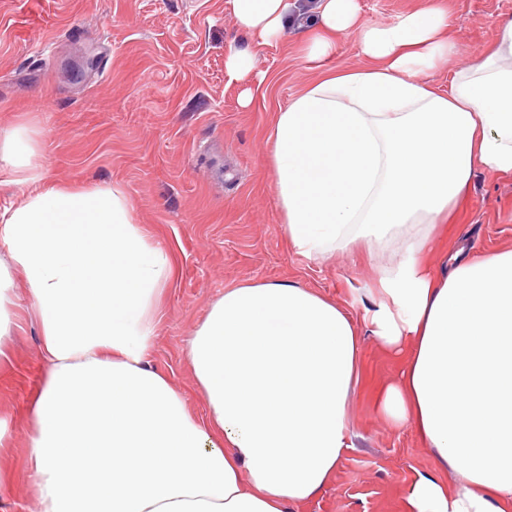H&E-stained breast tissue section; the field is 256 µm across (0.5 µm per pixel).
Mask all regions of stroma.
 <instances>
[{
	"mask_svg": "<svg viewBox=\"0 0 512 512\" xmlns=\"http://www.w3.org/2000/svg\"><path fill=\"white\" fill-rule=\"evenodd\" d=\"M460 46V64L494 39L512 0H441ZM48 27L28 19L27 0H0V127L19 120L40 130L47 178L55 184H122L135 220L176 255V282L160 318L152 365L167 374L189 411L204 410L185 338L225 288L246 281L299 282L344 306L361 307L354 283L370 281L401 248L393 239L373 259L338 251L312 263L280 230L276 187L263 134L277 107L309 77L293 44L257 48L236 29L224 0H47ZM252 50L266 97L238 103L241 84L224 70L228 47ZM435 261L512 248V174L479 171ZM0 368V414L12 417L0 466V512H38L25 479L24 425L47 364L28 318ZM364 381L351 400V448L331 483L296 512H403L414 472L431 469L429 449L374 407L376 390L401 365L371 337Z\"/></svg>",
	"mask_w": 512,
	"mask_h": 512,
	"instance_id": "obj_1",
	"label": "stroma"
}]
</instances>
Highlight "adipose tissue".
Listing matches in <instances>:
<instances>
[{"label": "adipose tissue", "mask_w": 512, "mask_h": 512, "mask_svg": "<svg viewBox=\"0 0 512 512\" xmlns=\"http://www.w3.org/2000/svg\"><path fill=\"white\" fill-rule=\"evenodd\" d=\"M227 3L256 45L288 40L295 0ZM317 11L301 43L311 77L263 138L282 233L312 262L405 245L361 284L359 312L296 282L225 289L186 340L202 416L151 364L172 247L136 223L123 186L48 184L37 132L0 128V187L24 197L0 208V365L20 278L48 366L25 425L40 512H292L351 446L366 333L402 361L376 410L434 458L405 512H512V249L444 271L427 250L475 172L512 173V18L462 66L432 0L386 24L358 0ZM348 36L354 66L336 61ZM224 67L250 108L255 53L228 48Z\"/></svg>", "instance_id": "adipose-tissue-1"}]
</instances>
